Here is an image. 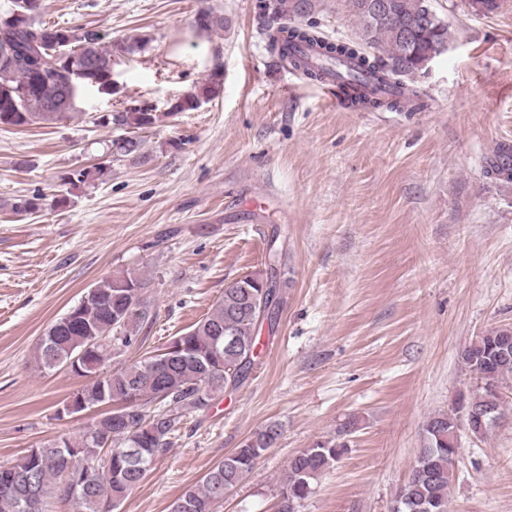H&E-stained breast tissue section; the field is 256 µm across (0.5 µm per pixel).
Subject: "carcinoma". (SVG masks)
<instances>
[{"label": "carcinoma", "instance_id": "carcinoma-1", "mask_svg": "<svg viewBox=\"0 0 512 512\" xmlns=\"http://www.w3.org/2000/svg\"><path fill=\"white\" fill-rule=\"evenodd\" d=\"M356 18L355 37L331 42L312 27L292 24L298 15L315 13L320 0H269L263 29L270 53L310 78L343 73L353 81L369 79L396 95L382 101L353 100L362 107L373 105L413 111L422 107V91L415 76L448 48V22L438 16L433 0H342ZM41 0H14L0 13V124L24 126L70 118L82 88L112 92L113 56L135 54L146 40H124L114 46L102 43L93 29L48 24L39 19ZM196 27L205 32L223 30L228 18L205 10L197 14ZM322 48L318 70H308L297 48ZM221 70L213 68L202 84L162 115L146 105H132L102 119L123 131L112 141L113 153L142 157L144 142L138 132L151 129L178 112L195 110L215 95ZM512 160V145L500 144L487 161L486 172L505 181L502 160ZM150 288L142 275L121 273L94 284L89 300H80L57 318L42 337L37 360L47 369L84 350V363L105 371L95 382L75 393L82 409L106 403L122 406L121 416L100 414L78 437L64 436L30 448L7 468H0V512H51L60 498L61 470L56 461L69 448L83 449L78 469L83 479L79 512H109L117 508L139 485L155 460L173 444L177 424L187 410L204 411L227 388L240 386L258 357L261 327L251 308L270 313V330L278 324L282 302L280 283L271 272L254 273L224 289V296L201 320L172 338L181 354L164 369L159 356L149 353L117 369H106L112 354H122L143 344L154 314L145 297ZM512 341V327L497 328L478 337L462 350L466 367L479 373L490 368L492 381L476 386L464 396L466 404L482 411L500 413L502 388L512 380V356L500 353L505 340ZM458 411L428 417L424 447L413 476L401 488L394 512H448V490L457 443L448 439L458 428ZM112 433L107 452L93 445L92 430ZM281 436L275 422L253 432L240 447L215 463L201 484L187 489L170 505V512H216L224 490L238 485ZM342 445L318 441L288 461L280 493L285 504L299 502L311 493L313 483L338 460Z\"/></svg>", "mask_w": 512, "mask_h": 512}]
</instances>
